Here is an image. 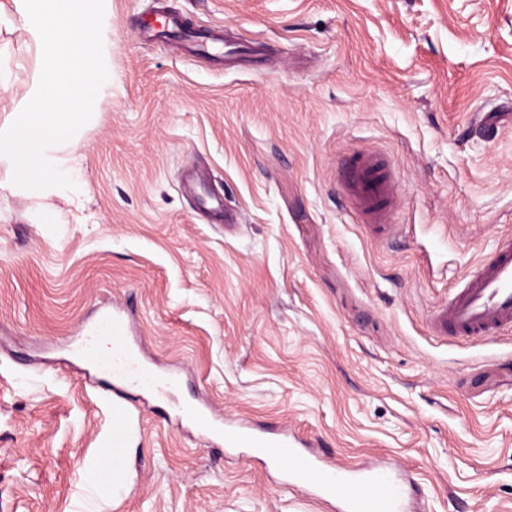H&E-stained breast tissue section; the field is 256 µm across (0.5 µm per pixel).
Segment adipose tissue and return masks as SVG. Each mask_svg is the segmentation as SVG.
I'll return each instance as SVG.
<instances>
[{"label": "adipose tissue", "mask_w": 512, "mask_h": 512, "mask_svg": "<svg viewBox=\"0 0 512 512\" xmlns=\"http://www.w3.org/2000/svg\"><path fill=\"white\" fill-rule=\"evenodd\" d=\"M102 0H12L0 25L23 22L37 66L13 112L0 122V186L39 194L73 190L79 171L67 149L94 118L90 108L111 88Z\"/></svg>", "instance_id": "ef3b65f1"}]
</instances>
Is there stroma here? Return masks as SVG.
<instances>
[{
  "label": "stroma",
  "instance_id": "obj_1",
  "mask_svg": "<svg viewBox=\"0 0 512 512\" xmlns=\"http://www.w3.org/2000/svg\"><path fill=\"white\" fill-rule=\"evenodd\" d=\"M165 5L233 61L146 34ZM112 88L67 197L0 188V512H333L178 417L186 404L386 458L421 512H512V330L427 318L512 235V0H107ZM35 55L0 30V121ZM390 161L395 231L344 189ZM224 201L208 222L186 192ZM112 312L173 376L124 415L71 356ZM127 449L125 490L100 467Z\"/></svg>",
  "mask_w": 512,
  "mask_h": 512
}]
</instances>
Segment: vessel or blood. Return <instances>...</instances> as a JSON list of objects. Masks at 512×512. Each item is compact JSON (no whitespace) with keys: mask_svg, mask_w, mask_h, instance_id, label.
Segmentation results:
<instances>
[{"mask_svg":"<svg viewBox=\"0 0 512 512\" xmlns=\"http://www.w3.org/2000/svg\"><path fill=\"white\" fill-rule=\"evenodd\" d=\"M154 23L158 33L172 40L191 35L183 20L163 11L157 13ZM345 171L348 193L363 223L386 228L395 197L385 166L372 154L359 152L347 159ZM511 327L512 238H506L496 256L437 310L431 328L439 336L475 339L495 336ZM78 352L98 372L122 386L162 395L175 384L174 379L158 377L140 360L128 342L125 324L108 315L84 329ZM184 415L201 432L223 436L225 446L258 449L284 467L289 483L310 487L319 499L342 500L345 512H406L408 480L390 464L328 468L317 455L298 450L288 437L259 433L243 424L220 426L203 408H185Z\"/></svg>","mask_w":512,"mask_h":512,"instance_id":"vessel-or-blood-1","label":"vessel or blood"}]
</instances>
